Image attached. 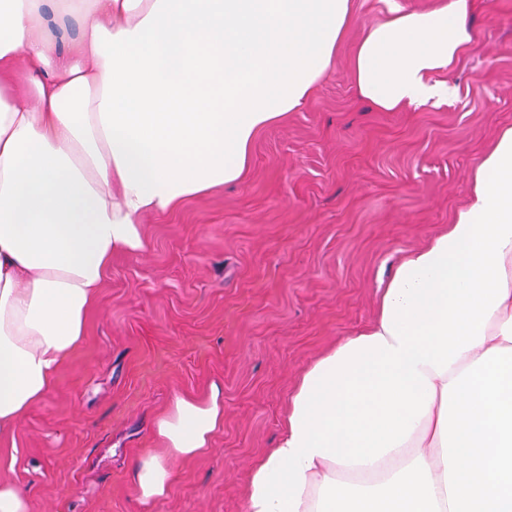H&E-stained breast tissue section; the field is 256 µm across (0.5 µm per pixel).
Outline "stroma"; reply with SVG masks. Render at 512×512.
I'll list each match as a JSON object with an SVG mask.
<instances>
[{"label": "stroma", "mask_w": 512, "mask_h": 512, "mask_svg": "<svg viewBox=\"0 0 512 512\" xmlns=\"http://www.w3.org/2000/svg\"><path fill=\"white\" fill-rule=\"evenodd\" d=\"M469 2L448 99L383 112L351 75L366 29L437 0H351L332 66L303 108L258 132L243 180L143 218L147 249L113 254L81 344L0 436V483L29 512H243L300 374L373 320L379 288L454 222L512 126V0ZM214 383L223 428L142 510L130 472L158 445L155 419Z\"/></svg>", "instance_id": "stroma-1"}]
</instances>
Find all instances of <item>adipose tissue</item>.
<instances>
[{
    "label": "adipose tissue",
    "instance_id": "adipose-tissue-1",
    "mask_svg": "<svg viewBox=\"0 0 512 512\" xmlns=\"http://www.w3.org/2000/svg\"><path fill=\"white\" fill-rule=\"evenodd\" d=\"M468 11L392 10L357 45L359 93L384 112L447 98L432 77ZM350 20V0H0V433L49 395L143 217L239 181ZM223 424L219 386L174 397L131 470L138 501L166 498ZM244 512H512V126L374 321L305 371Z\"/></svg>",
    "mask_w": 512,
    "mask_h": 512
}]
</instances>
